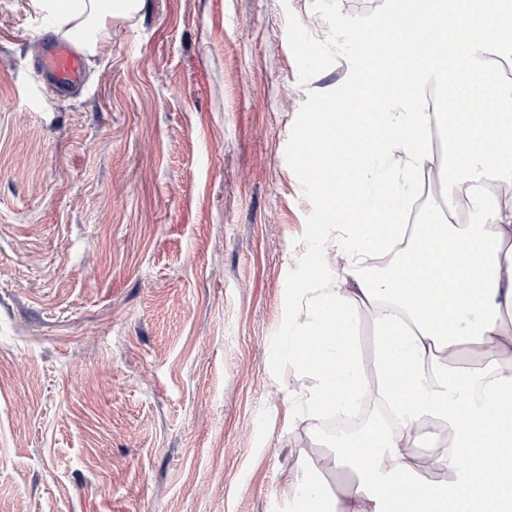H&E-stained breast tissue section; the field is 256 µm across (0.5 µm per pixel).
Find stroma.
<instances>
[{
    "mask_svg": "<svg viewBox=\"0 0 512 512\" xmlns=\"http://www.w3.org/2000/svg\"><path fill=\"white\" fill-rule=\"evenodd\" d=\"M312 0H142L81 89L46 91L53 28L0 0V512H292L326 494L331 415L270 344L311 212L285 149L308 91L288 14ZM374 378L373 310L354 295Z\"/></svg>",
    "mask_w": 512,
    "mask_h": 512,
    "instance_id": "35a3bbf8",
    "label": "stroma"
}]
</instances>
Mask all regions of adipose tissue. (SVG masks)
Segmentation results:
<instances>
[{
	"instance_id": "ef3b65f1",
	"label": "adipose tissue",
	"mask_w": 512,
	"mask_h": 512,
	"mask_svg": "<svg viewBox=\"0 0 512 512\" xmlns=\"http://www.w3.org/2000/svg\"><path fill=\"white\" fill-rule=\"evenodd\" d=\"M57 17L54 31L96 55L112 22L141 0H34ZM397 80L374 81L360 62L346 96L318 105L307 125L315 141L319 192L331 229L340 231L356 295L375 312L378 385L401 418L400 429H372L331 441L329 464L357 469L358 485L323 496L319 485L292 474L296 512H512V202L489 207L482 182L512 186V85L479 63L482 50L512 36V0H402L386 20ZM448 67L443 113L449 155L428 149L430 115L423 88L431 61ZM482 103L474 110L472 102ZM386 167L383 188L367 175ZM435 168L451 196L463 197L467 222L446 211L407 226L400 216L406 188L423 167ZM403 243L399 261L371 274L366 260ZM326 259L306 267V287L280 336L283 355L317 380L289 396L310 415L341 412L369 390L356 353L357 314L327 273ZM476 345V367L460 363ZM447 450L433 462L452 478L413 479L408 447Z\"/></svg>"
}]
</instances>
